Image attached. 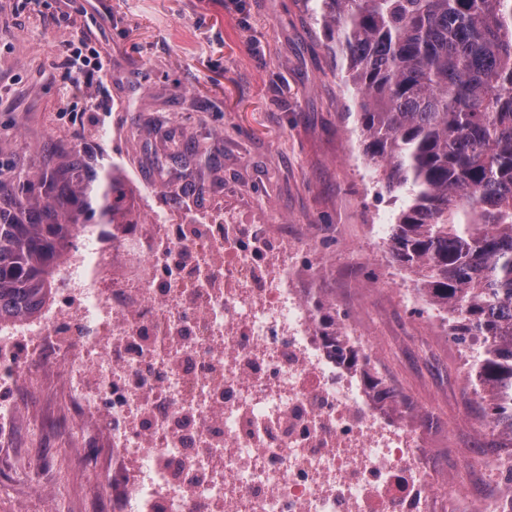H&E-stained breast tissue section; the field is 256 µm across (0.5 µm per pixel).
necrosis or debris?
Returning a JSON list of instances; mask_svg holds the SVG:
<instances>
[{
	"label": "necrosis or debris",
	"mask_w": 512,
	"mask_h": 512,
	"mask_svg": "<svg viewBox=\"0 0 512 512\" xmlns=\"http://www.w3.org/2000/svg\"><path fill=\"white\" fill-rule=\"evenodd\" d=\"M65 245L38 313L0 322V390L56 376L112 512H512V477L473 448L447 468L381 371L353 307L325 337L313 261L281 224L223 208Z\"/></svg>",
	"instance_id": "4bbe7bcc"
}]
</instances>
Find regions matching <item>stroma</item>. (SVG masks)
I'll list each match as a JSON object with an SVG mask.
<instances>
[{
	"instance_id": "stroma-1",
	"label": "stroma",
	"mask_w": 512,
	"mask_h": 512,
	"mask_svg": "<svg viewBox=\"0 0 512 512\" xmlns=\"http://www.w3.org/2000/svg\"><path fill=\"white\" fill-rule=\"evenodd\" d=\"M335 41L316 0H0V180L37 174L62 141L102 177L137 174L162 209L204 213L225 202L292 236L307 225L304 247L323 256L313 287L339 303L363 293L367 328L381 336L398 384L423 404L431 390L455 387L480 415L466 372L423 362L431 343L421 334L395 350L394 330L379 320L372 289L417 294L387 246L407 194L387 193L383 168L365 154ZM70 47L97 48L110 72L73 85ZM196 142L207 155L194 154ZM373 222L379 235L367 232ZM7 397L59 429L41 440L19 434L14 456L38 461L40 481L0 464V512L18 499L42 512L50 493L65 498V512H85L83 451L60 426V396Z\"/></svg>"
}]
</instances>
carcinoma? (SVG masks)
<instances>
[{
  "label": "carcinoma",
  "mask_w": 512,
  "mask_h": 512,
  "mask_svg": "<svg viewBox=\"0 0 512 512\" xmlns=\"http://www.w3.org/2000/svg\"><path fill=\"white\" fill-rule=\"evenodd\" d=\"M359 96L370 159L386 189L407 188L389 251L473 345L491 447L512 456V0H318ZM2 185L12 217L0 222V321L38 307L60 244L101 200V217L127 223L120 182L101 187L85 165ZM52 203L29 207L40 192Z\"/></svg>",
  "instance_id": "obj_1"
}]
</instances>
